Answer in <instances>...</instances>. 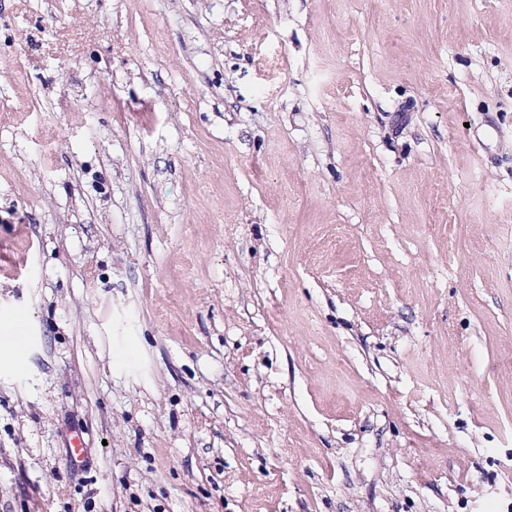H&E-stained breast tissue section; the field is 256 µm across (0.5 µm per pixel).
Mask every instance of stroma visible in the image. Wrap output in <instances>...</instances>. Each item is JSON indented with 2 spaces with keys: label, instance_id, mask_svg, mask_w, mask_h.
I'll return each mask as SVG.
<instances>
[{
  "label": "stroma",
  "instance_id": "stroma-1",
  "mask_svg": "<svg viewBox=\"0 0 512 512\" xmlns=\"http://www.w3.org/2000/svg\"><path fill=\"white\" fill-rule=\"evenodd\" d=\"M0 512H512V0H0Z\"/></svg>",
  "mask_w": 512,
  "mask_h": 512
}]
</instances>
